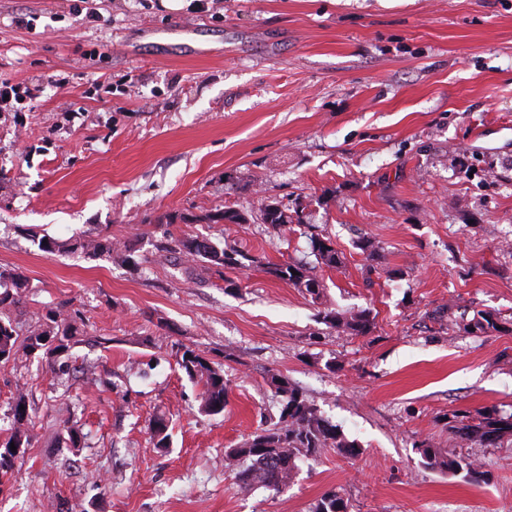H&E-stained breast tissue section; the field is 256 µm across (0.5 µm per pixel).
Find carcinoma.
I'll return each mask as SVG.
<instances>
[{
  "label": "carcinoma",
  "mask_w": 512,
  "mask_h": 512,
  "mask_svg": "<svg viewBox=\"0 0 512 512\" xmlns=\"http://www.w3.org/2000/svg\"><path fill=\"white\" fill-rule=\"evenodd\" d=\"M261 223L281 230L290 224H304L301 212H288V207L269 203L259 209ZM206 220L225 224H246L248 218L237 210H224L206 216ZM40 250L47 253H84L95 256L102 252L112 253L113 259L131 263L132 247L129 243L109 244L84 236L61 240L54 237L37 238ZM311 253L317 262L331 268L340 264L338 252L332 242L317 234H310ZM166 250L184 256L188 263H208L222 269L245 267L249 256L235 248H222L210 239L196 237L177 240L167 244ZM270 273L280 280L303 288L314 300L321 298L324 285L310 274V268L303 261L276 265ZM27 285L26 277L15 270H0V308L17 302ZM322 321L332 328L351 335L366 334L371 330L373 318L370 311L339 312L326 309L320 312ZM78 328L57 311H51L45 322L38 323L28 330L24 338L9 320L0 317V361L19 359V355L38 357L49 363L68 351ZM179 366L189 380L202 384L200 410L209 415L224 412L228 386L222 368L213 365L202 353L185 350ZM272 383L275 394L280 397L279 420L272 426L262 429L235 448L224 451V466L235 471L238 481L246 486L260 485L270 490H281L288 486L296 475L298 461L317 455L324 448H334L341 454H352L357 444L350 441L342 430L311 404L288 379L274 377ZM26 394L18 392L12 408V426L0 443V481L13 474L15 459L21 449L30 445V437L25 425L29 419ZM449 431L456 437L473 441L481 446H490L505 435L512 436V414L487 415L477 424H454ZM16 450H11V446ZM417 449L428 466L453 474L465 473L473 483L484 479L481 464L474 460L450 455L424 440ZM313 512H349L348 502L338 493H326L314 506Z\"/></svg>",
  "instance_id": "carcinoma-1"
}]
</instances>
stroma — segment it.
I'll return each mask as SVG.
<instances>
[{"instance_id": "35a3bbf8", "label": "stroma", "mask_w": 512, "mask_h": 512, "mask_svg": "<svg viewBox=\"0 0 512 512\" xmlns=\"http://www.w3.org/2000/svg\"><path fill=\"white\" fill-rule=\"evenodd\" d=\"M156 4L0 0V81L33 93L0 112V269L28 280L5 313L81 329L57 363H0V439L20 389L31 435L0 512H311L330 491L350 512H512V436H448L454 414H512V0ZM268 201L338 251L313 270L321 300L268 271L313 263L308 227L209 220ZM36 233L129 241L134 262ZM168 235L252 261L188 275ZM327 307L370 310L371 331L330 328ZM188 348L223 366L222 414L200 412ZM275 374L359 446L277 493L224 467L278 420ZM425 439L484 482L427 467Z\"/></svg>"}]
</instances>
